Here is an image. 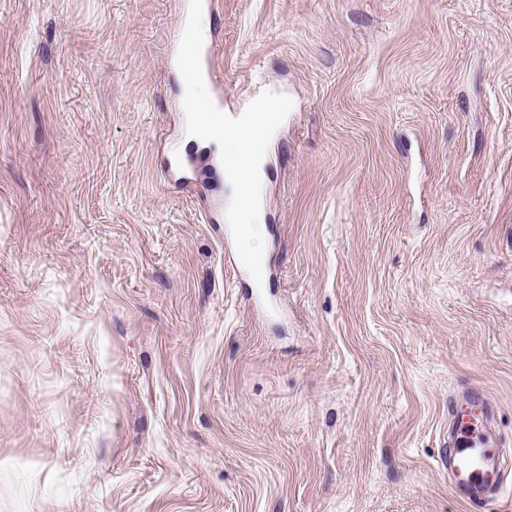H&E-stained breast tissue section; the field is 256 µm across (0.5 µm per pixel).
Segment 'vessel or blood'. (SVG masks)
<instances>
[{
    "label": "vessel or blood",
    "mask_w": 512,
    "mask_h": 512,
    "mask_svg": "<svg viewBox=\"0 0 512 512\" xmlns=\"http://www.w3.org/2000/svg\"><path fill=\"white\" fill-rule=\"evenodd\" d=\"M456 414L458 419L445 452L452 484L467 498L492 503L504 479L499 439L490 430L496 407L474 388L457 405Z\"/></svg>",
    "instance_id": "b4317fda"
}]
</instances>
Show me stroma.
I'll return each instance as SVG.
<instances>
[{
  "label": "stroma",
  "instance_id": "stroma-1",
  "mask_svg": "<svg viewBox=\"0 0 512 512\" xmlns=\"http://www.w3.org/2000/svg\"><path fill=\"white\" fill-rule=\"evenodd\" d=\"M181 2L0 0V512H512V0H214L225 113L294 102L263 309ZM469 385L486 506L440 460ZM495 417L493 402L470 388V395L456 407L455 429L444 456L456 491L485 504L494 501L504 479L499 438L490 432Z\"/></svg>",
  "mask_w": 512,
  "mask_h": 512
}]
</instances>
